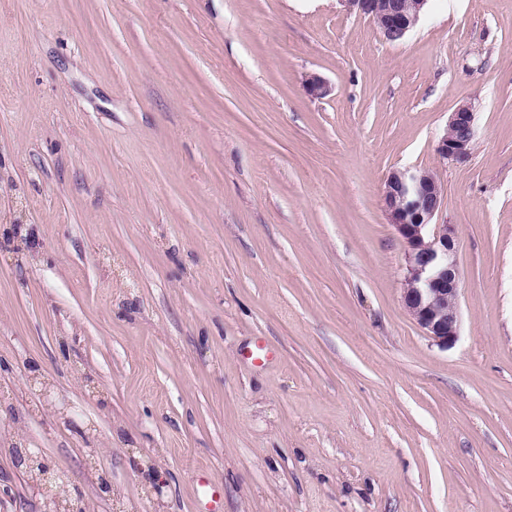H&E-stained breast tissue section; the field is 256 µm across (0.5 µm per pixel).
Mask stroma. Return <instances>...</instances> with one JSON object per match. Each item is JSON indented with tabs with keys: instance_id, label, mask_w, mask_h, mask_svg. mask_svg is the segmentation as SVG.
<instances>
[{
	"instance_id": "stroma-1",
	"label": "stroma",
	"mask_w": 512,
	"mask_h": 512,
	"mask_svg": "<svg viewBox=\"0 0 512 512\" xmlns=\"http://www.w3.org/2000/svg\"><path fill=\"white\" fill-rule=\"evenodd\" d=\"M395 169L457 231L448 349ZM34 452L93 512H198L203 474L224 512H512V0L395 43L339 0H0V512ZM476 112L471 104L463 103L450 112L447 126L438 138L435 151L442 160L465 162L476 135ZM444 190L424 169L394 170L382 188L390 223L405 245L402 305L416 325L443 348L460 336L462 278L456 228L435 224Z\"/></svg>"
}]
</instances>
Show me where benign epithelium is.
I'll return each mask as SVG.
<instances>
[{
    "mask_svg": "<svg viewBox=\"0 0 512 512\" xmlns=\"http://www.w3.org/2000/svg\"><path fill=\"white\" fill-rule=\"evenodd\" d=\"M348 11L369 18L388 42H398L411 32L428 0H339ZM308 93L324 98L332 85L318 75L305 79ZM476 113L468 103L448 117L435 151L443 160L466 161L476 135ZM444 190L436 176L424 169L394 170L382 188V200L390 224L405 245L402 305L416 325L438 345L449 348L460 336L462 278L457 262L459 247L453 224H435L442 209ZM27 462L39 467L47 484H63L35 454Z\"/></svg>",
    "mask_w": 512,
    "mask_h": 512,
    "instance_id": "obj_1",
    "label": "benign epithelium"
}]
</instances>
